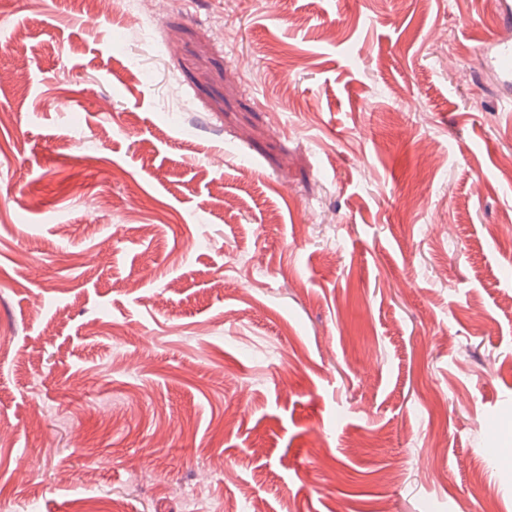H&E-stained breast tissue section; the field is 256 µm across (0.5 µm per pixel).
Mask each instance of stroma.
Wrapping results in <instances>:
<instances>
[{"label":"stroma","mask_w":512,"mask_h":512,"mask_svg":"<svg viewBox=\"0 0 512 512\" xmlns=\"http://www.w3.org/2000/svg\"><path fill=\"white\" fill-rule=\"evenodd\" d=\"M493 18L0 0V512H512Z\"/></svg>","instance_id":"35a3bbf8"}]
</instances>
